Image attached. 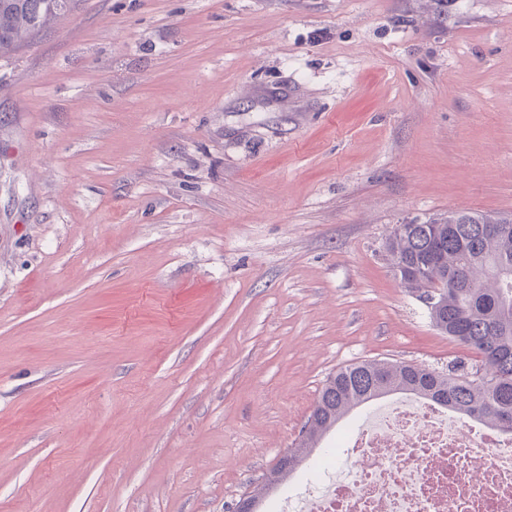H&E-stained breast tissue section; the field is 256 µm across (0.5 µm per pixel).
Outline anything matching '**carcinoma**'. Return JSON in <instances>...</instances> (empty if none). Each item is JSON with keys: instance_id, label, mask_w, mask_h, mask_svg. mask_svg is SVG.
I'll return each instance as SVG.
<instances>
[{"instance_id": "cac0c4a2", "label": "carcinoma", "mask_w": 512, "mask_h": 512, "mask_svg": "<svg viewBox=\"0 0 512 512\" xmlns=\"http://www.w3.org/2000/svg\"><path fill=\"white\" fill-rule=\"evenodd\" d=\"M76 0H0V55H9ZM492 217L451 214L434 224H398L387 244L396 274L424 296L433 326L475 351L446 371L370 361L330 375L304 429L248 493L259 501L296 472L321 439L354 408L388 394H411L512 434V223L487 231Z\"/></svg>"}]
</instances>
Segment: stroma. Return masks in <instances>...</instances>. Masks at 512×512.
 Instances as JSON below:
<instances>
[{
  "label": "stroma",
  "instance_id": "35a3bbf8",
  "mask_svg": "<svg viewBox=\"0 0 512 512\" xmlns=\"http://www.w3.org/2000/svg\"><path fill=\"white\" fill-rule=\"evenodd\" d=\"M512 215V0H77L0 57V512H234L326 379L472 352L397 224Z\"/></svg>",
  "mask_w": 512,
  "mask_h": 512
}]
</instances>
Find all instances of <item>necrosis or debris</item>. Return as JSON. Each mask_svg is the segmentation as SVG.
<instances>
[{
    "label": "necrosis or debris",
    "mask_w": 512,
    "mask_h": 512,
    "mask_svg": "<svg viewBox=\"0 0 512 512\" xmlns=\"http://www.w3.org/2000/svg\"><path fill=\"white\" fill-rule=\"evenodd\" d=\"M350 464L295 485L276 512H512V435L396 397L342 434Z\"/></svg>",
    "instance_id": "1"
}]
</instances>
